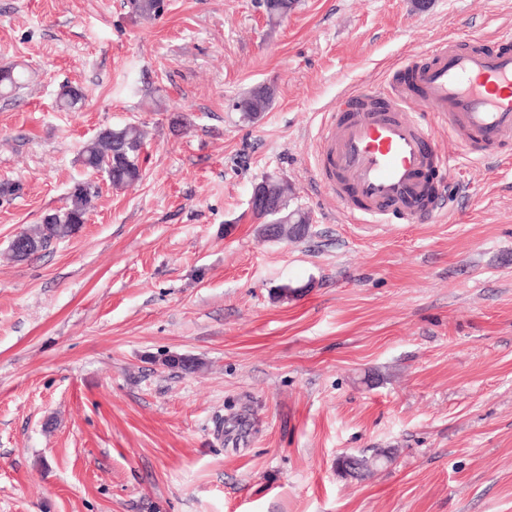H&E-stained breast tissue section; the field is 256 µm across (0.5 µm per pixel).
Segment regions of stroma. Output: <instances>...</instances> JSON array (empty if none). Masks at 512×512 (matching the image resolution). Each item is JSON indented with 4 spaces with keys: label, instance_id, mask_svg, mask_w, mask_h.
<instances>
[{
    "label": "stroma",
    "instance_id": "1",
    "mask_svg": "<svg viewBox=\"0 0 512 512\" xmlns=\"http://www.w3.org/2000/svg\"><path fill=\"white\" fill-rule=\"evenodd\" d=\"M510 27L512 0H297L274 24L259 0H0V67L31 72L0 98L22 186L0 199V512H512V147L463 163L434 126L431 224L350 223L312 167L340 94ZM259 85L249 123L232 104ZM128 123L143 177L116 190L78 151ZM266 178L304 239L264 237ZM89 179L79 231L11 260ZM163 0H127L129 12L144 20L159 18L164 10ZM257 88L240 97L233 105L236 111L241 112L242 118L248 121H254L262 112H266L273 99L270 88ZM276 191V185L271 183H267L262 187H256L251 197L252 209L264 210L273 214L277 213L279 206L276 202ZM283 210L280 213V216L285 218V222L283 224L282 234L283 236L288 238L289 236H293L294 238H289V240H301L305 238L309 232V215L307 212L296 208L290 209L288 203V196L285 194V197L282 199ZM288 217H290V221H288ZM289 224V225H288ZM294 224H298V227H295Z\"/></svg>",
    "mask_w": 512,
    "mask_h": 512
}]
</instances>
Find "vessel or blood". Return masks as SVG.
Returning a JSON list of instances; mask_svg holds the SVG:
<instances>
[{"mask_svg":"<svg viewBox=\"0 0 512 512\" xmlns=\"http://www.w3.org/2000/svg\"><path fill=\"white\" fill-rule=\"evenodd\" d=\"M414 85L392 83L387 95L365 90L338 100L318 138L316 171L345 213L363 224L433 222L439 212L426 170L449 164L433 146L436 116L467 159L489 158L512 144V31L488 45L474 39L433 42ZM423 109H409L413 87Z\"/></svg>","mask_w":512,"mask_h":512,"instance_id":"obj_1","label":"vessel or blood"}]
</instances>
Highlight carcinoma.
I'll list each match as a JSON object with an SVG mask.
<instances>
[{
	"instance_id": "carcinoma-1",
	"label": "carcinoma",
	"mask_w": 512,
	"mask_h": 512,
	"mask_svg": "<svg viewBox=\"0 0 512 512\" xmlns=\"http://www.w3.org/2000/svg\"><path fill=\"white\" fill-rule=\"evenodd\" d=\"M295 0H263L266 16L277 20L288 14ZM129 12L144 20L159 18L164 10L163 0H127ZM25 82V72L16 66L0 68V97H10L21 89ZM273 99L271 89H252L234 103V109L242 118L254 121L267 111ZM84 94L81 89L65 85L58 94V106L67 112H76L83 106ZM145 142V131L138 125L107 127L90 140L79 151L78 160L90 173L99 169L108 175L112 188L122 189L141 179L143 170L141 154ZM98 194V186L92 181L75 184L66 197L65 204L49 211L42 222L26 231L25 241L11 244V257L23 261L52 244L72 237L86 221L92 199ZM285 218L283 236L296 240L305 238L309 232L307 212L289 207L288 198L282 199Z\"/></svg>"
}]
</instances>
